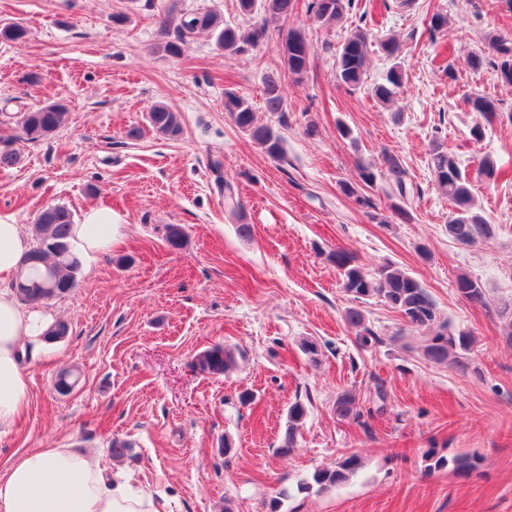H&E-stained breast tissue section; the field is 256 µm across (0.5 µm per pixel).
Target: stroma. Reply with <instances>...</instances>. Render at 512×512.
Instances as JSON below:
<instances>
[{"instance_id": "obj_1", "label": "stroma", "mask_w": 512, "mask_h": 512, "mask_svg": "<svg viewBox=\"0 0 512 512\" xmlns=\"http://www.w3.org/2000/svg\"><path fill=\"white\" fill-rule=\"evenodd\" d=\"M174 3L241 20L236 0H0V24L29 31L21 44L0 40V140L20 155L0 168V213L28 235L55 204L77 218L109 206L124 222L77 288L41 308L64 318L69 333L23 361L29 403L0 432V473L35 449L79 445L168 512H512V345L497 315L512 302V86L492 61L476 71L465 63L486 33L512 39V12L499 0H416L409 10L396 0H354L342 25L321 27L310 0H297L287 24L304 29L311 66L302 80L285 79L287 111L278 117L262 102L265 72L284 68L277 27L240 53L200 34L174 58L153 49ZM437 11L448 25L434 34ZM358 26L372 43L366 83L349 91L336 81V51ZM386 35L403 47L407 79L384 105L371 86L390 65L379 46ZM228 91L280 134L283 160L231 122ZM475 95L500 107L478 141L470 135L480 120ZM49 102L66 105V125L39 142L14 140L15 113ZM157 103L178 113V136L150 127ZM341 122L352 139L340 136ZM437 141L495 224L489 242L466 247L449 237L452 205L429 168ZM384 150L418 186L406 223L393 216L397 198L385 181L369 188L359 178V163ZM487 157L499 170L491 182L479 174ZM223 182L240 215L226 208ZM346 182L357 196L343 192ZM240 222L251 226L249 238L238 236ZM170 224L184 226V249L168 247ZM339 248L369 271L394 263L427 288L441 314L474 337L473 371L423 359L419 333L375 298L363 309L384 342L359 348L343 320L353 301L328 258ZM462 273L480 280L485 306L459 297ZM306 340L317 356L305 354ZM216 343L234 350L235 369L196 373L195 355ZM63 370L79 378L67 394L55 387ZM346 391L362 421L337 418ZM297 401L307 415L284 455L286 414ZM116 437L133 444L119 460L110 454ZM431 448L478 453L480 469L468 479L427 472ZM349 451L363 461L353 479L298 490Z\"/></svg>"}]
</instances>
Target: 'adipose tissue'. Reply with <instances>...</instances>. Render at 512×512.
Here are the masks:
<instances>
[{"instance_id":"1","label":"adipose tissue","mask_w":512,"mask_h":512,"mask_svg":"<svg viewBox=\"0 0 512 512\" xmlns=\"http://www.w3.org/2000/svg\"><path fill=\"white\" fill-rule=\"evenodd\" d=\"M111 209L88 208L73 225L70 245L84 265L96 263L122 229ZM28 242L12 216L0 214V431L9 428L27 406L28 379L22 367L23 341L47 327L25 307L13 284ZM0 512H161L160 506L107 472L81 448H40L0 476Z\"/></svg>"}]
</instances>
